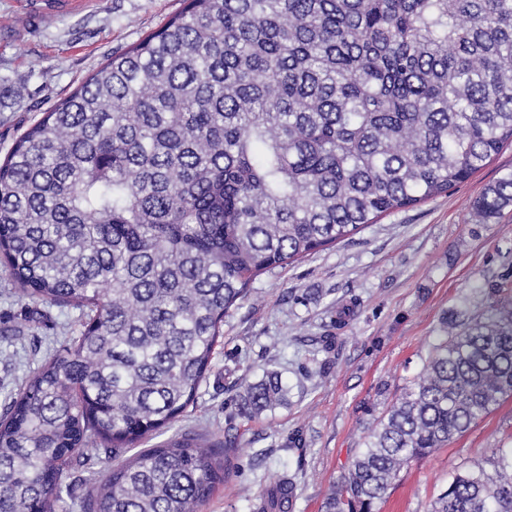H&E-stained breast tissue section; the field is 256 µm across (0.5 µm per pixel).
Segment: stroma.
Returning a JSON list of instances; mask_svg holds the SVG:
<instances>
[{
  "label": "stroma",
  "mask_w": 512,
  "mask_h": 512,
  "mask_svg": "<svg viewBox=\"0 0 512 512\" xmlns=\"http://www.w3.org/2000/svg\"><path fill=\"white\" fill-rule=\"evenodd\" d=\"M183 0H85L27 16V0H0V159L43 112L67 98L109 57L162 27ZM512 171V146L452 193L382 216L351 239L257 277L224 316L223 338L197 399L137 448L74 463L60 512H82L95 479L185 433L224 442V485L202 512H252L290 478L288 512H321L365 432L416 375L442 318L483 313L484 291L512 283V206L488 223L474 203ZM31 303L0 271V407L50 354L79 332V312ZM277 371L285 404L243 412L247 385ZM512 448V396L464 436L404 469L378 512H429L448 477Z\"/></svg>",
  "instance_id": "1"
}]
</instances>
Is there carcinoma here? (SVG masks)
<instances>
[{
    "label": "carcinoma",
    "instance_id": "cac0c4a2",
    "mask_svg": "<svg viewBox=\"0 0 512 512\" xmlns=\"http://www.w3.org/2000/svg\"><path fill=\"white\" fill-rule=\"evenodd\" d=\"M30 126L0 163V265L81 330L0 411V512H59L74 455L112 454L196 400L224 315L259 275L446 195L512 144V0H183ZM512 204V173L474 204ZM441 322L322 512H377L400 472L512 394V293ZM278 373L249 415L284 401ZM431 512H512V451ZM218 442L111 470L84 512H200ZM295 487L255 512H285Z\"/></svg>",
    "mask_w": 512,
    "mask_h": 512
}]
</instances>
